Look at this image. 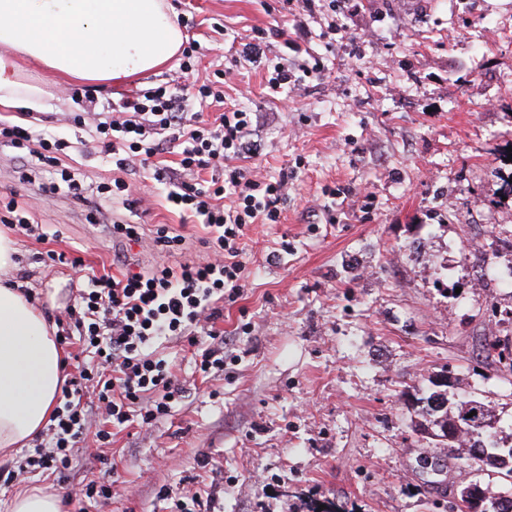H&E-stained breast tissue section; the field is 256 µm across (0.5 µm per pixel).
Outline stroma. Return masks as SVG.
<instances>
[{
  "label": "stroma",
  "instance_id": "obj_1",
  "mask_svg": "<svg viewBox=\"0 0 512 512\" xmlns=\"http://www.w3.org/2000/svg\"><path fill=\"white\" fill-rule=\"evenodd\" d=\"M193 70L180 59L140 78L174 82L189 112L211 119L251 112L258 154L238 164L258 177L287 174L279 223L253 224L242 241L249 276L225 303L218 327L224 366L198 375L187 339L164 340L184 397L149 425H132L109 447L79 449L65 474L35 470L0 479V502L19 489L68 496L71 485H112L110 498L68 512H173L200 494L202 512H451L467 472L457 449H436L414 430L410 402L436 375L489 405L501 443L512 447V371L482 345L512 310V288L490 287L484 265L512 268V251L488 244L512 235V0H171ZM261 58H243L246 43ZM300 84L271 92L276 64ZM319 76H309V69ZM225 70L223 99L199 105L198 85ZM128 87L53 89L40 112H0L65 142L93 183L122 178L127 194L103 212L67 194L48 196L49 171L23 167L0 143V216L15 201L52 236L16 234V274L37 295L59 285L49 316L73 305L85 273L125 255L136 269L201 262L198 228L182 227L179 249L146 247L159 224L179 226L166 185L150 166L101 163L91 127L67 121ZM91 96V97H92ZM136 225L142 244L113 238L114 221ZM71 251L82 270L50 266ZM445 470L427 482L423 460Z\"/></svg>",
  "mask_w": 512,
  "mask_h": 512
}]
</instances>
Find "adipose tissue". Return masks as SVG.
I'll list each match as a JSON object with an SVG mask.
<instances>
[{
  "instance_id": "ef3b65f1",
  "label": "adipose tissue",
  "mask_w": 512,
  "mask_h": 512,
  "mask_svg": "<svg viewBox=\"0 0 512 512\" xmlns=\"http://www.w3.org/2000/svg\"><path fill=\"white\" fill-rule=\"evenodd\" d=\"M183 33L167 0H0V106L39 110L47 86L120 85L171 60ZM44 73L29 80L32 66ZM18 247L0 233V451L49 423L62 391L56 325L14 277Z\"/></svg>"
}]
</instances>
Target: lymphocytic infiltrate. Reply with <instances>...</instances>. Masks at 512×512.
I'll return each instance as SVG.
<instances>
[{"instance_id":"f902f5d3","label":"lymphocytic infiltrate","mask_w":512,"mask_h":512,"mask_svg":"<svg viewBox=\"0 0 512 512\" xmlns=\"http://www.w3.org/2000/svg\"><path fill=\"white\" fill-rule=\"evenodd\" d=\"M78 125L92 123L102 156H114L118 169L151 164L166 144L179 142L177 167H158L156 181L168 184L166 201L181 221L197 220L209 252L203 263L158 266L146 272L88 277L67 315L79 339L96 359L83 366L63 388L64 403L35 448L28 464L65 472L87 434L109 445L112 432L133 420L149 425L167 416L182 395L173 364L155 348L170 336L197 346L195 369L202 374L224 365V339L216 322L221 304L236 301L247 279L241 242L252 224L278 223L285 199V178L258 180L234 166V159L254 152L249 112L219 113L211 126L188 119L170 84L140 90L111 103L109 111L74 114ZM0 136L27 151L32 168L57 167L68 193L79 204L99 209L64 165L60 143L4 125ZM215 170L209 185L196 182L201 169ZM106 425L92 429L93 411Z\"/></svg>"}]
</instances>
